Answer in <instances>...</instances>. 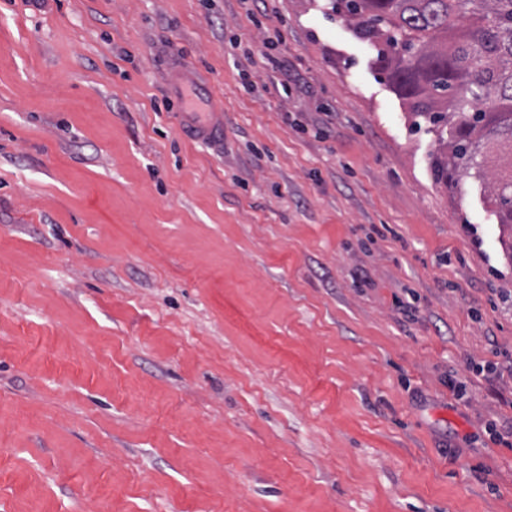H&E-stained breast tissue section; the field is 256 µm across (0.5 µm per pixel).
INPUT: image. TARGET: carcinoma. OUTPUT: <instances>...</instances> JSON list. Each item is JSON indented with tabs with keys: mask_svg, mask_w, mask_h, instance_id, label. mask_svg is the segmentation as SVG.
I'll list each match as a JSON object with an SVG mask.
<instances>
[{
	"mask_svg": "<svg viewBox=\"0 0 512 512\" xmlns=\"http://www.w3.org/2000/svg\"><path fill=\"white\" fill-rule=\"evenodd\" d=\"M376 49V63L414 116L436 134V182L480 183L512 231V169L489 170L484 149L512 150V0H331Z\"/></svg>",
	"mask_w": 512,
	"mask_h": 512,
	"instance_id": "obj_1",
	"label": "carcinoma"
}]
</instances>
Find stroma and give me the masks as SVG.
Masks as SVG:
<instances>
[{"label":"stroma","instance_id":"35a3bbf8","mask_svg":"<svg viewBox=\"0 0 512 512\" xmlns=\"http://www.w3.org/2000/svg\"><path fill=\"white\" fill-rule=\"evenodd\" d=\"M375 58L330 0H0V512H512V258ZM170 89L181 95L178 128L188 140L224 144V113L218 107L212 89L188 67L169 68Z\"/></svg>","mask_w":512,"mask_h":512}]
</instances>
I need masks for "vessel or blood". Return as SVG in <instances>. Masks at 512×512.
Listing matches in <instances>:
<instances>
[{"instance_id": "obj_1", "label": "vessel or blood", "mask_w": 512, "mask_h": 512, "mask_svg": "<svg viewBox=\"0 0 512 512\" xmlns=\"http://www.w3.org/2000/svg\"><path fill=\"white\" fill-rule=\"evenodd\" d=\"M170 89L179 93L178 128L188 140L224 142V113L218 107L210 86L188 67L176 65L168 71Z\"/></svg>"}]
</instances>
